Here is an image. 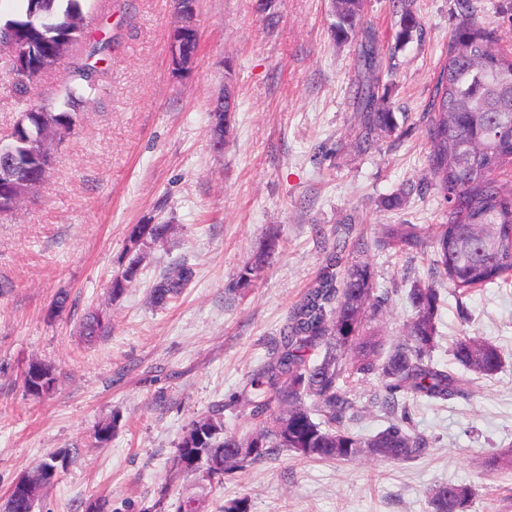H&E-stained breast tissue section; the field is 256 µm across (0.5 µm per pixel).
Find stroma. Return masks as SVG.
<instances>
[{
    "label": "stroma",
    "instance_id": "stroma-1",
    "mask_svg": "<svg viewBox=\"0 0 512 512\" xmlns=\"http://www.w3.org/2000/svg\"><path fill=\"white\" fill-rule=\"evenodd\" d=\"M477 22L512 51V0H470ZM423 34L400 50L393 0H364L377 39L381 85L400 119L396 130L359 145L352 83L359 39L334 40L330 0H197L199 47L190 71L174 72L167 34L171 0H87L86 54L114 36L108 69L78 121L58 145L39 192L0 216V501L25 471L62 451L70 462L36 512H85L108 499L111 512H175L195 475L172 463L187 424L228 403L224 424L246 437L257 429L241 399L250 375L269 360L292 307L316 277L324 242L352 244L389 303L375 324L389 343L415 315L406 294L427 283L430 257L378 251L386 224L434 225L441 198L418 190L427 166L425 127L458 0H414ZM232 70H225V60ZM232 88L235 107L223 146L210 133L213 102ZM405 192L396 209L382 202ZM171 224L148 250L140 277L118 300L107 285L125 267L134 224ZM324 236H317V229ZM276 247L259 277L230 291L268 240ZM187 262L194 282L158 307L150 290L172 264ZM439 368L463 335L499 347L502 369L469 374L467 398L406 400L411 426L428 442L411 462L364 455L313 461L289 454L225 475L202 502L215 512L247 498L249 512H428L441 484L473 486L465 512H512V474L487 479L497 449L512 444V280L454 294L439 281ZM67 294L64 313L53 310ZM96 310L108 336L80 333ZM56 382L36 397L24 387L31 362ZM376 378L349 382L353 433L385 426ZM117 421L99 446V424Z\"/></svg>",
    "mask_w": 512,
    "mask_h": 512
}]
</instances>
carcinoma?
I'll use <instances>...</instances> for the list:
<instances>
[{"label":"carcinoma","instance_id":"obj_1","mask_svg":"<svg viewBox=\"0 0 512 512\" xmlns=\"http://www.w3.org/2000/svg\"><path fill=\"white\" fill-rule=\"evenodd\" d=\"M20 9L0 20V32L14 44L9 53L14 91L25 109L10 133L0 139V151L11 150L18 165L0 170V214L10 211L14 178L39 166L40 118L53 112V120L70 131L77 113L50 108L32 100V90L44 65L66 55L85 34V0H17ZM399 8L393 50L422 35L419 17L409 0H395ZM465 18L454 29L448 50L422 122L427 139V168L420 188L432 187L447 204L442 222L432 228L420 224H391L376 241L379 248L399 253L416 250L431 255L433 276L448 280L454 293L466 294L512 278V188L501 173L512 168V53L500 49L490 33L470 18L469 0H461ZM331 29L345 42L364 34L359 64L373 69L375 40L363 27V0H331ZM104 37L86 57L72 63L65 104L77 91L92 90L105 73L101 63L111 49ZM360 109L361 143L374 140L397 126L395 112L380 93L379 79L354 84ZM164 225L137 224L126 238L129 263H137L147 249L164 241ZM268 253L261 252L239 273L237 285L247 286L264 269ZM195 279V269L179 262L164 271L152 287V300L164 306L179 297ZM416 309L406 325L404 342L385 349L386 340L370 326L371 315L388 304V294L377 293L369 265L350 260L346 242L325 247L320 270L301 301L292 309L275 341L270 361L249 380L254 399L247 401L259 430L246 438L225 429L227 405L192 420L177 445L173 463L182 449L197 448L206 473L201 479L223 481L224 475L277 458L283 452L315 460L352 461L366 453L392 461L415 460L427 451V441L406 421L391 423L368 437L351 432L347 421L354 405L339 382L373 376L380 386L378 400L394 410L403 399L451 400L466 396L461 374L438 368L435 314L440 303L434 285L410 289ZM111 323L103 315L89 314L81 326L85 338L107 335ZM323 347L319 361L311 352ZM452 356L464 371L493 375L503 365L497 348L470 336L461 337ZM313 398L307 404L306 397ZM226 460L231 448H256ZM470 485L448 483L428 498L429 512H464L475 497Z\"/></svg>","mask_w":512,"mask_h":512}]
</instances>
